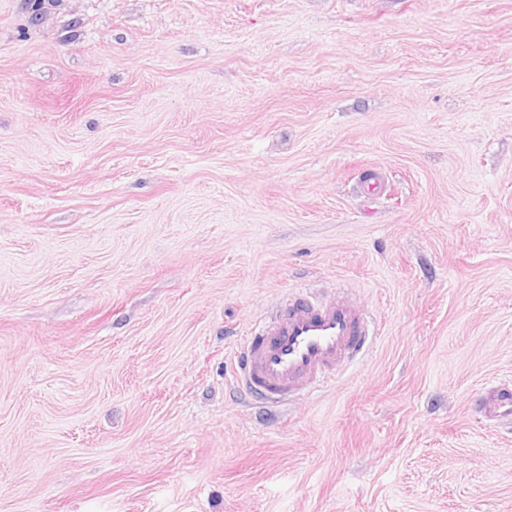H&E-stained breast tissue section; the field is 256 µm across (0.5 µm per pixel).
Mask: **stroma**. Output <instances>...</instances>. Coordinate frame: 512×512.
Here are the masks:
<instances>
[{
	"label": "stroma",
	"mask_w": 512,
	"mask_h": 512,
	"mask_svg": "<svg viewBox=\"0 0 512 512\" xmlns=\"http://www.w3.org/2000/svg\"><path fill=\"white\" fill-rule=\"evenodd\" d=\"M40 2L0 0V512H512V0ZM299 288L376 342L253 400ZM484 410L487 415L504 416L512 414V392L495 390L485 396Z\"/></svg>",
	"instance_id": "obj_1"
}]
</instances>
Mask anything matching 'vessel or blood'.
I'll return each mask as SVG.
<instances>
[{
	"label": "vessel or blood",
	"mask_w": 512,
	"mask_h": 512,
	"mask_svg": "<svg viewBox=\"0 0 512 512\" xmlns=\"http://www.w3.org/2000/svg\"><path fill=\"white\" fill-rule=\"evenodd\" d=\"M372 334L365 314L345 298L297 292L249 337L238 375L247 394L278 402L330 379ZM484 410L493 416L512 414V392L487 394Z\"/></svg>",
	"instance_id": "b4317fda"
}]
</instances>
